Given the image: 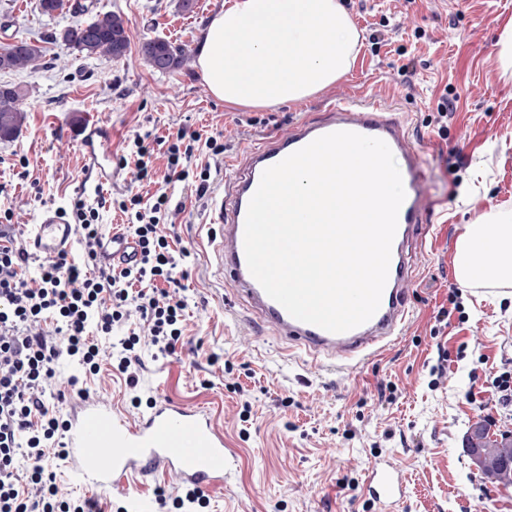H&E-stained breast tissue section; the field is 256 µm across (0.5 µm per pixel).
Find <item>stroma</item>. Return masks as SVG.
Segmentation results:
<instances>
[{"mask_svg": "<svg viewBox=\"0 0 512 512\" xmlns=\"http://www.w3.org/2000/svg\"><path fill=\"white\" fill-rule=\"evenodd\" d=\"M91 12L128 19L130 47L119 60L81 57L51 41L56 29L86 21L64 8L43 15L38 0H0V44L20 39L41 46V68L0 71V84L26 90L19 135L0 141V213L12 215L25 240L43 210L73 199L100 205V232L128 230L119 200L167 193L172 221L163 231L181 273L187 301L184 339L176 356H156L138 317L103 337L119 354L120 338L141 339L136 384L110 363L74 386L77 366L60 359L47 391L51 408L74 419L101 401L139 422L144 401L165 397L206 411L224 435L234 464L223 486L206 489V512H512V487L487 483L465 452L471 425L512 433V406L498 403L494 380L512 371V283L475 279L460 284L455 257L468 224L512 217V66L500 40L512 27V0H344L360 34L349 71L303 102L273 109L217 101L195 64L168 73L150 69L138 53L146 37H162L196 52L207 19L234 0H82ZM451 97L447 129L436 121ZM346 97L392 107L420 151L429 203L423 233L411 250L409 316L400 336L378 356L336 373L288 352L216 271L200 230L212 195L230 176L226 159L244 161L255 144L287 134L298 120L318 116ZM97 118L110 133L111 183L85 173L81 130ZM223 142L219 156L200 154L211 167L206 194L195 183L166 181L165 140L179 130ZM156 148L153 183L121 166L136 135ZM460 315L445 317V310ZM448 360L433 374L439 351ZM218 360L206 369L199 361ZM250 414H243V403ZM395 464L406 477L403 501L382 508L365 484L370 466ZM132 491L160 512L159 495L182 486L165 470L129 479Z\"/></svg>", "mask_w": 512, "mask_h": 512, "instance_id": "35a3bbf8", "label": "stroma"}]
</instances>
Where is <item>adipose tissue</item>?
<instances>
[{
  "label": "adipose tissue",
  "mask_w": 512,
  "mask_h": 512,
  "mask_svg": "<svg viewBox=\"0 0 512 512\" xmlns=\"http://www.w3.org/2000/svg\"><path fill=\"white\" fill-rule=\"evenodd\" d=\"M359 33L340 0H236L205 23L203 83L231 106L297 103L346 73ZM467 283L512 281V224H468L456 257Z\"/></svg>",
  "instance_id": "adipose-tissue-1"
}]
</instances>
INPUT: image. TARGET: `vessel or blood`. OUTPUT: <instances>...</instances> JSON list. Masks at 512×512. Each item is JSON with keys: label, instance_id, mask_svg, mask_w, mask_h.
<instances>
[{"label": "vessel or blood", "instance_id": "obj_1", "mask_svg": "<svg viewBox=\"0 0 512 512\" xmlns=\"http://www.w3.org/2000/svg\"><path fill=\"white\" fill-rule=\"evenodd\" d=\"M350 131L378 138L400 158L405 199L399 210L391 247L388 279L376 313L364 324L332 333L293 318L271 299L248 269L244 252V224L249 201L267 168L305 147L316 138ZM103 129L91 126L81 143L88 169L99 181L112 176V154L101 143ZM427 201L422 189L421 158L401 123L390 109L342 98L330 103L323 115L296 122L287 135L274 137L252 148L243 168L235 169L224 183V192L212 200L207 236L216 265L234 290L244 296L251 311L286 340L289 348L302 350L313 363L342 358L353 361L383 350L398 336L406 321V291L412 277L407 248L426 221ZM27 245L33 256L51 259L77 245L74 230L58 209L42 212L32 226ZM137 257L135 240L111 231L101 240L99 260L130 262ZM66 446L79 463V476L102 494L130 496L129 476L164 467L180 479L206 488L223 482L228 457L224 437L207 414L179 402L156 401L139 423H129L111 408L88 403L69 422ZM368 492L377 503L390 506L403 500L405 481L394 467L374 466L368 472Z\"/></svg>", "mask_w": 512, "mask_h": 512}]
</instances>
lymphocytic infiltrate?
I'll list each match as a JSON object with an SVG mask.
<instances>
[{
  "label": "lymphocytic infiltrate",
  "mask_w": 512,
  "mask_h": 512,
  "mask_svg": "<svg viewBox=\"0 0 512 512\" xmlns=\"http://www.w3.org/2000/svg\"><path fill=\"white\" fill-rule=\"evenodd\" d=\"M203 151L217 156L224 147L197 133L188 143H171L169 176L189 180L190 162ZM169 202L164 193L147 205L137 196L119 201L121 211L134 213L139 257L103 267L96 255L99 211L75 201L65 217L85 246L82 260L60 254L41 262L32 280L23 273L29 261L25 246L5 244L0 229V512H102L97 501L64 493L43 466L49 449L67 454L60 441L67 423L49 409L46 390L63 357L97 374L98 335L111 334L134 311L147 324L157 353L175 354L186 303L178 293L154 287L158 281L175 282L177 264L161 229L171 214Z\"/></svg>",
  "instance_id": "lymphocytic-infiltrate-1"
}]
</instances>
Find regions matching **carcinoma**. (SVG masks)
Here are the masks:
<instances>
[{
    "mask_svg": "<svg viewBox=\"0 0 512 512\" xmlns=\"http://www.w3.org/2000/svg\"><path fill=\"white\" fill-rule=\"evenodd\" d=\"M52 39L83 57H124L129 49L128 21L114 12L97 13L90 20L52 34ZM139 53L144 61L159 72L180 69L190 60L189 51L159 38L141 41ZM42 57L39 46L20 42L0 47V71H19L35 66ZM24 90L18 85H0V140L10 141L24 123Z\"/></svg>",
    "mask_w": 512,
    "mask_h": 512,
    "instance_id": "carcinoma-1",
    "label": "carcinoma"
}]
</instances>
